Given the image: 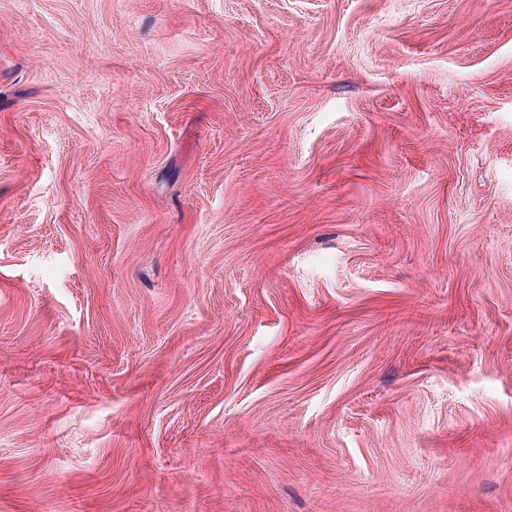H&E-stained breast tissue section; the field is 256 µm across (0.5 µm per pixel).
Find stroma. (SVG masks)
Wrapping results in <instances>:
<instances>
[{"instance_id":"stroma-1","label":"stroma","mask_w":512,"mask_h":512,"mask_svg":"<svg viewBox=\"0 0 512 512\" xmlns=\"http://www.w3.org/2000/svg\"><path fill=\"white\" fill-rule=\"evenodd\" d=\"M0 512H512V0H0Z\"/></svg>"}]
</instances>
